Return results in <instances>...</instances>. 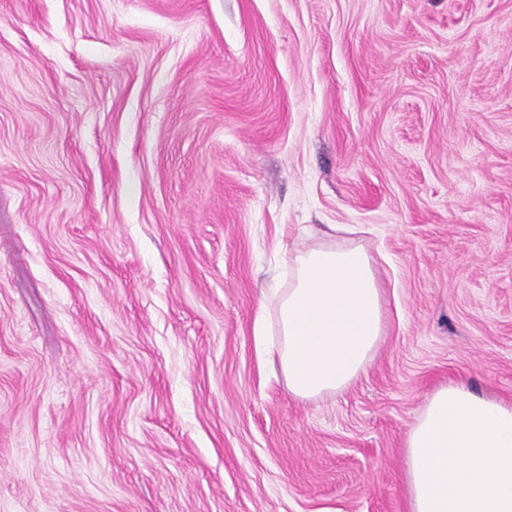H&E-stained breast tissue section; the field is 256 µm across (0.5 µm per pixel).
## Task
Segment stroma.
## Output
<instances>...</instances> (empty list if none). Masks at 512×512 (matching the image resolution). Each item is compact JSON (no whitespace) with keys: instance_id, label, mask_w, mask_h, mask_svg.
<instances>
[{"instance_id":"obj_1","label":"stroma","mask_w":512,"mask_h":512,"mask_svg":"<svg viewBox=\"0 0 512 512\" xmlns=\"http://www.w3.org/2000/svg\"><path fill=\"white\" fill-rule=\"evenodd\" d=\"M321 244L385 331L299 400ZM451 381L512 402V0H0V512H408ZM288 288L263 300L275 311L279 364L299 399L336 393L353 383L384 333L381 287L360 245H319L288 258Z\"/></svg>"}]
</instances>
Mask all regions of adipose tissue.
I'll use <instances>...</instances> for the list:
<instances>
[{
	"instance_id": "1",
	"label": "adipose tissue",
	"mask_w": 512,
	"mask_h": 512,
	"mask_svg": "<svg viewBox=\"0 0 512 512\" xmlns=\"http://www.w3.org/2000/svg\"><path fill=\"white\" fill-rule=\"evenodd\" d=\"M289 285L259 315L266 344L276 329L289 392L314 399L353 383L384 333L381 287L359 245H320L288 259ZM409 512H512V404L448 384L427 399L405 438Z\"/></svg>"
}]
</instances>
